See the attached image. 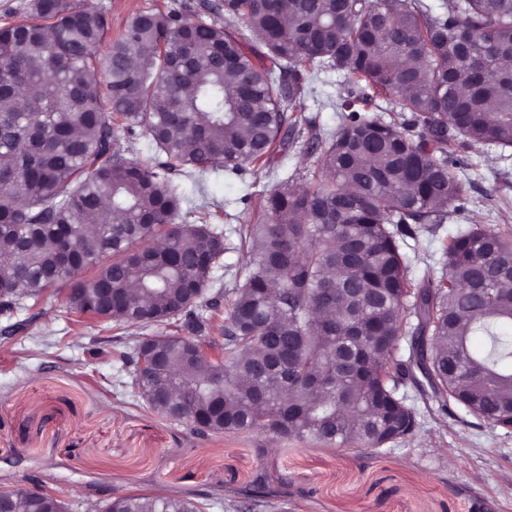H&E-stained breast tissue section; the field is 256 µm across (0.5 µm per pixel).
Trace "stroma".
<instances>
[{
  "label": "stroma",
  "mask_w": 512,
  "mask_h": 512,
  "mask_svg": "<svg viewBox=\"0 0 512 512\" xmlns=\"http://www.w3.org/2000/svg\"><path fill=\"white\" fill-rule=\"evenodd\" d=\"M341 89L332 73L304 99L317 131L335 129ZM320 153L304 133L289 144L285 170L255 168L240 178L213 171L198 186L179 179L177 221L195 223L209 202L225 229L256 223L261 197L285 172L316 169ZM457 153L467 161L459 172L467 208L436 233H419L408 252L413 279L441 271L442 244L457 230L481 224L512 234V149ZM16 318L22 330L0 333V488L46 489L67 512H105L113 498L133 493L199 500L207 512H252L259 481L274 512H512V434L466 412L428 416L413 438L368 453L258 433L201 436L117 395L128 368L90 350L101 338L123 347L119 329L71 322L64 294L50 291Z\"/></svg>",
  "instance_id": "obj_1"
}]
</instances>
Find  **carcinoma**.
<instances>
[{
	"label": "carcinoma",
	"mask_w": 512,
	"mask_h": 512,
	"mask_svg": "<svg viewBox=\"0 0 512 512\" xmlns=\"http://www.w3.org/2000/svg\"><path fill=\"white\" fill-rule=\"evenodd\" d=\"M109 26L81 0H31L0 26V316L52 288L78 317L171 326L149 339L158 363L141 364L140 336L115 356L132 396L203 435L378 450L422 428L409 387L429 412L512 433V235L460 231L441 275L417 282L406 252L464 208L448 141L512 148V0H182L107 42ZM321 72L345 73L346 95L304 186L282 179L237 245L206 211L177 223L172 177L270 162L309 123L301 100ZM378 98L389 116L356 108ZM139 130L151 165L120 149ZM243 248L226 305L206 290ZM167 388L179 401L153 399ZM22 496L25 512H65L49 492ZM205 509L128 494L106 512Z\"/></svg>",
	"instance_id": "obj_1"
}]
</instances>
